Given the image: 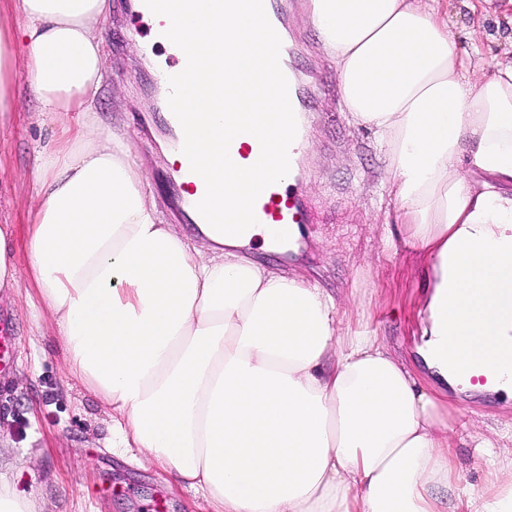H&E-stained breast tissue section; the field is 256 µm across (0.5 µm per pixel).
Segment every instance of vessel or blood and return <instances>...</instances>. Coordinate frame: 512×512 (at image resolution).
I'll list each match as a JSON object with an SVG mask.
<instances>
[{
	"label": "vessel or blood",
	"mask_w": 512,
	"mask_h": 512,
	"mask_svg": "<svg viewBox=\"0 0 512 512\" xmlns=\"http://www.w3.org/2000/svg\"><path fill=\"white\" fill-rule=\"evenodd\" d=\"M288 0H267L262 17L264 39L273 47H280L282 33L288 23ZM141 13L150 19L153 35L147 49H154L168 40L172 28V13L169 0H141ZM195 62L175 60L159 73V81L166 97V108L160 116L161 122L175 133L173 150L181 158L176 165L179 187L187 210L198 220L211 222L213 213V185L203 179L198 164L187 155V147L196 130L195 113L183 111L181 103L196 71ZM245 70L238 55L228 53L224 63L210 68L212 84L220 85L225 75H240ZM275 88L278 97L291 106L288 124L283 136L269 144L260 139L248 142L228 141L224 144V155L237 168H254L267 151H275L278 165L266 178L261 189L248 198V207L243 218L247 224L265 225L268 232L277 238L280 250H287L284 238L286 227L296 224H314L318 221V207L308 200L301 188V164L297 158L307 133L309 104L317 93L316 84L307 82L292 66L274 62Z\"/></svg>",
	"instance_id": "vessel-or-blood-1"
}]
</instances>
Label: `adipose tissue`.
<instances>
[{"label":"adipose tissue","instance_id":"1","mask_svg":"<svg viewBox=\"0 0 512 512\" xmlns=\"http://www.w3.org/2000/svg\"><path fill=\"white\" fill-rule=\"evenodd\" d=\"M248 16L194 0L170 43L198 62L213 107L192 150L217 186L214 223L179 233L131 142L101 125L107 0L0 6V129L15 110L16 57L53 146L36 151L23 228L0 225V291L48 305L72 373L112 408L124 448L145 452L210 512H512V426L478 434L492 479L459 486L436 395L378 337L341 336L336 299L245 258L235 228L275 154L241 177L225 140L275 142L285 107ZM336 65L340 105L372 132L400 223L430 259L417 354L439 382L512 395V60L459 50L442 0H308ZM237 31L249 68L232 99L202 62ZM26 267L18 269L17 256Z\"/></svg>","mask_w":512,"mask_h":512}]
</instances>
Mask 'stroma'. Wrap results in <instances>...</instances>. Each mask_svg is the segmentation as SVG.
Segmentation results:
<instances>
[{"label":"stroma","instance_id":"1","mask_svg":"<svg viewBox=\"0 0 512 512\" xmlns=\"http://www.w3.org/2000/svg\"><path fill=\"white\" fill-rule=\"evenodd\" d=\"M459 48L480 47L502 56L512 27L505 18H482L464 0H445ZM133 0H112L103 26L110 69L97 96L100 119L131 139L163 217L177 229L191 226L179 211L172 165L163 148L171 133L152 115L157 79L171 56L143 52L148 19L133 14ZM287 39L299 46L296 64L306 80L320 83L312 115L311 150L303 166L305 191L321 204L323 223L309 227L299 249L281 257L258 244L243 255L272 269L299 274L334 295L343 311L341 329L378 336L424 384L432 379L416 353L424 318L420 269L424 254L397 220L399 206L383 194L387 161L367 129L351 124L340 107L339 79L305 9L289 15ZM57 125L41 117L36 100L19 92L17 118L0 141V224L25 223L33 205L35 145L51 142ZM0 334L7 338L0 374V473L39 512H209L201 493L157 472L145 455L112 445V410L70 370L50 312L34 292L0 295ZM451 420H471L451 441L460 484L484 487L487 467L471 448V432L512 425V398L445 388Z\"/></svg>","mask_w":512,"mask_h":512}]
</instances>
